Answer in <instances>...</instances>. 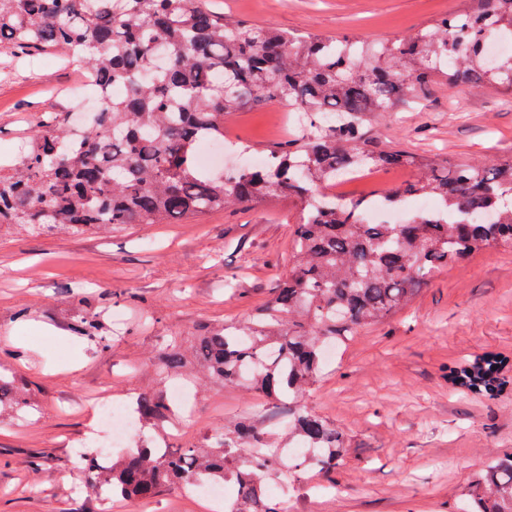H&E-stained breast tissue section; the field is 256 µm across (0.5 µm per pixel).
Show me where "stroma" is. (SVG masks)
Wrapping results in <instances>:
<instances>
[{"mask_svg": "<svg viewBox=\"0 0 512 512\" xmlns=\"http://www.w3.org/2000/svg\"><path fill=\"white\" fill-rule=\"evenodd\" d=\"M211 9L301 34L387 41L411 34L472 0H206ZM31 68L26 51L0 47V164H10L40 119L53 112L89 121L77 103L81 65L60 50ZM441 131L424 136L423 126ZM287 106L266 103L224 120L220 152L250 157L296 138ZM371 140L455 164L512 158V90L436 88L408 112L374 122ZM299 207L278 199L173 224L40 234L0 228V371L30 393L27 412L0 418V512H208L195 492L165 486L134 506L92 491L77 459L109 442L91 428L101 394L120 400L167 393L151 361L177 347L195 410L174 448L207 444L246 415L278 438L285 417L250 390L196 384L200 336L247 320L291 269ZM105 344L76 333L85 313ZM488 351L512 356V247H495L437 272L385 324L365 328L327 365L304 403L350 439L335 474L288 488V512H464V493L490 450L512 448V389L498 399L458 397L447 365ZM38 469H30L31 460Z\"/></svg>", "mask_w": 512, "mask_h": 512, "instance_id": "35a3bbf8", "label": "stroma"}]
</instances>
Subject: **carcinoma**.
<instances>
[{"label": "carcinoma", "mask_w": 512, "mask_h": 512, "mask_svg": "<svg viewBox=\"0 0 512 512\" xmlns=\"http://www.w3.org/2000/svg\"><path fill=\"white\" fill-rule=\"evenodd\" d=\"M389 43L296 35L217 13L202 0H0V41L33 52L65 49L89 71L104 101L77 135L67 118L38 123L18 158L0 168V225L33 230L160 224L275 196L303 203L293 231L295 263L273 299L243 324L203 337L201 367L288 405V445L319 453L282 461L262 422L244 417L207 447L171 455L140 440L104 467L88 456L93 490L147 501L167 484L186 490L227 481L240 489L232 512H284L266 495L277 480H328L349 452L346 434L302 400L325 367L324 353L357 330L385 323L437 271L499 244L512 245V159L450 169L401 147L377 148L367 123L450 86L512 89V55L489 60L499 36L512 40V0H477ZM125 83L120 96L114 83ZM278 102L296 113L301 139L280 145L264 168L229 174L197 162L201 142H224V115ZM410 168L415 177L340 208L317 193L360 170ZM427 198L436 213L399 224L368 219L376 201ZM459 213L453 221L445 214ZM487 378L448 367L456 388L486 400L505 388L512 360L480 357ZM20 412L25 390L0 374V408ZM138 422L172 415L162 395L140 394ZM466 512H512V448L501 449L467 489Z\"/></svg>", "instance_id": "1"}]
</instances>
